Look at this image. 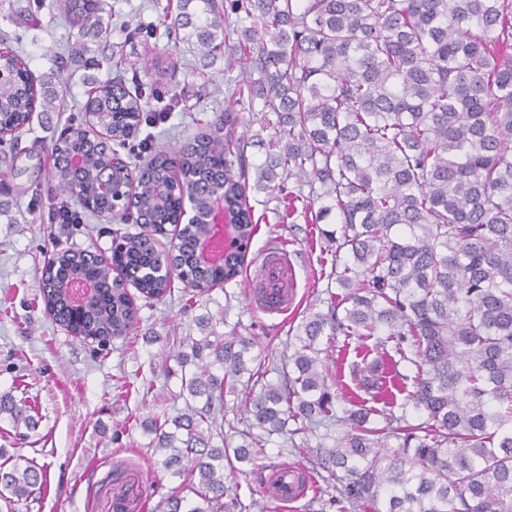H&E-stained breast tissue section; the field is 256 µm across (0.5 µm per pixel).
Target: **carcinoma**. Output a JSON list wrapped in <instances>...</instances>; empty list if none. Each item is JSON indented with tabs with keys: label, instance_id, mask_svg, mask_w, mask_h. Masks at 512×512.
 Returning <instances> with one entry per match:
<instances>
[{
	"label": "carcinoma",
	"instance_id": "obj_1",
	"mask_svg": "<svg viewBox=\"0 0 512 512\" xmlns=\"http://www.w3.org/2000/svg\"><path fill=\"white\" fill-rule=\"evenodd\" d=\"M52 7L78 36H107L102 0ZM231 18L240 24L233 43ZM160 27L172 43L171 70L188 54L214 59L230 44L239 67L258 78L227 79L229 104L209 130L134 168L140 232L115 235L99 262L72 248L54 254L38 284L45 311L85 338L127 335L135 308L111 288L115 264L143 297L171 293L156 236L177 224L182 196L156 192L175 163L198 209L221 198L243 227L238 259L201 267L197 242L213 228L182 225L176 264L196 291L249 265L252 175L255 188L282 198L283 220L336 215V227L319 234L342 289L288 338L277 383L255 380L267 370L239 336L194 339L190 353L174 355L196 366L182 387L204 402L142 422L161 467L190 476L195 496L170 495L162 512H245L224 467L255 463V427L287 437L300 455L309 443L295 436L325 429L316 456L335 477L339 512H512V0H178ZM4 65L12 79L0 96L12 104L0 110V132L12 134L29 124L33 101L53 109L61 86L37 80L19 54ZM115 69L84 111L107 113L111 140L122 146L151 122L144 112L165 118L178 100L143 83L132 91L124 62ZM258 99L254 137L265 157L255 163L236 136L235 111H254ZM78 132L66 127L53 142L51 179L102 207L98 185L109 181L119 194L128 164L106 167L108 142ZM75 152L84 159L78 171L68 163ZM75 272L98 285L77 315L54 287ZM340 336L338 374L351 338L375 340L356 347L363 355L350 365L351 391L321 357L320 345ZM240 386L251 421L236 447L217 446L224 394ZM3 414L16 429L37 426L24 402L0 398ZM47 486L42 468L0 464L8 512Z\"/></svg>",
	"mask_w": 512,
	"mask_h": 512
}]
</instances>
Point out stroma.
I'll return each instance as SVG.
<instances>
[{
    "label": "stroma",
    "instance_id": "1",
    "mask_svg": "<svg viewBox=\"0 0 512 512\" xmlns=\"http://www.w3.org/2000/svg\"><path fill=\"white\" fill-rule=\"evenodd\" d=\"M25 2L0 0V34L15 37L36 77L59 72L63 84L59 111L34 112L18 134L17 147L0 146V396L26 402L37 420L36 429L21 437L0 418V448L48 474L46 494L27 512H112V501L121 492L129 498L130 512H160V502L180 480L156 464L141 422L163 413L173 417L185 408L174 354L189 339L202 338L198 321L204 318L217 334L252 339L255 352L280 358L303 316L327 308L316 231L300 218L281 222L278 199L250 191L259 219L251 253L261 257L286 244L295 270L298 305L288 317L259 311L246 297L242 280L236 279L189 302L182 299L179 282L162 300L135 297L131 332L113 339L102 352L52 322L38 291L48 258L55 249L72 245L109 251L111 233L122 223L86 213L77 224L50 222L51 198L68 197L51 186L50 146L65 122L83 123L77 104L114 77L117 56L134 64L138 78L149 83L156 78L149 65L167 54L164 39L127 44L115 31L108 40L88 44L99 66L71 64L58 71L55 53L69 50L77 32L64 18L46 11L38 25L21 23L19 10ZM228 65L224 57L208 68L181 65L172 84L179 106L166 119L142 125L129 148L120 149V157L129 158L135 149L145 159L151 150L177 147L199 131L200 121L214 120L224 110ZM298 462L284 437H269L264 457L233 478L242 501L250 502L251 490L269 481L277 466Z\"/></svg>",
    "mask_w": 512,
    "mask_h": 512
}]
</instances>
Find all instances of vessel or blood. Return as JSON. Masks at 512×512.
<instances>
[{
  "label": "vessel or blood",
  "instance_id": "b4317fda",
  "mask_svg": "<svg viewBox=\"0 0 512 512\" xmlns=\"http://www.w3.org/2000/svg\"><path fill=\"white\" fill-rule=\"evenodd\" d=\"M263 266L261 282H248L247 296L263 313L285 315L294 303L292 266L288 261L287 250L267 253Z\"/></svg>",
  "mask_w": 512,
  "mask_h": 512
}]
</instances>
